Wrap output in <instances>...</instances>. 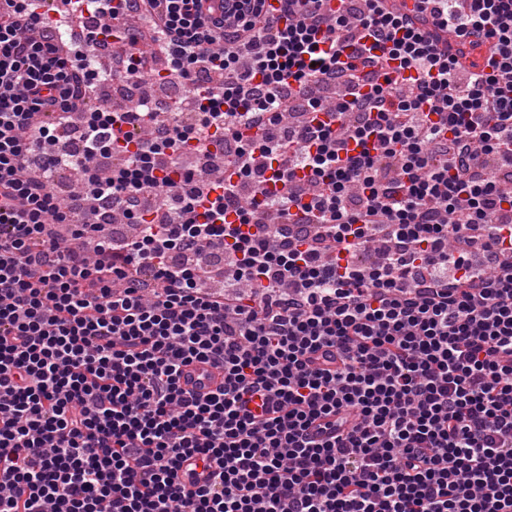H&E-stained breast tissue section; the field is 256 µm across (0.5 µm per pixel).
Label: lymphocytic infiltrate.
Segmentation results:
<instances>
[{"label": "lymphocytic infiltrate", "instance_id": "1", "mask_svg": "<svg viewBox=\"0 0 512 512\" xmlns=\"http://www.w3.org/2000/svg\"><path fill=\"white\" fill-rule=\"evenodd\" d=\"M5 2L0 512H512V0H63L100 15L69 56ZM135 14L119 78L162 60L196 123L105 174L154 115L80 112L87 52ZM77 113L65 160L43 117ZM229 138L221 178L184 166ZM220 380V374L207 365L190 366L185 373L186 386L198 392L211 390Z\"/></svg>", "mask_w": 512, "mask_h": 512}]
</instances>
